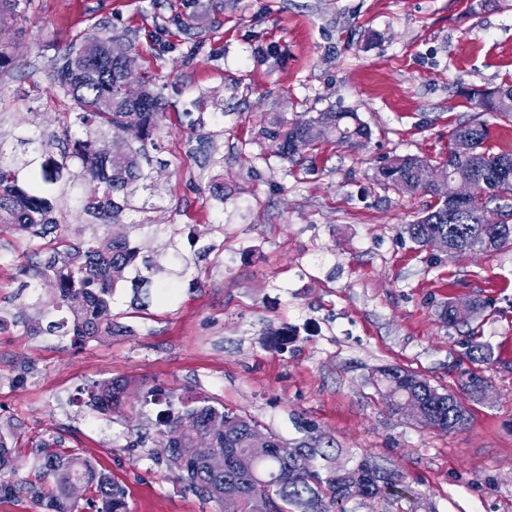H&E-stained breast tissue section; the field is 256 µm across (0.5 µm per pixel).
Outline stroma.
<instances>
[{
    "label": "stroma",
    "instance_id": "obj_1",
    "mask_svg": "<svg viewBox=\"0 0 512 512\" xmlns=\"http://www.w3.org/2000/svg\"><path fill=\"white\" fill-rule=\"evenodd\" d=\"M184 0H22L0 39V136L32 138L60 156L75 106L51 74L87 36L135 37L133 77L165 101L163 166L149 213L125 225L178 288L160 301L116 289L112 334L73 342L35 335L58 296L38 264L53 237L0 232V434L18 481H38L44 445L90 459L126 491L130 512H221L156 456V416L200 397L255 417L288 444L368 455L403 474L410 497L390 512H512V250L460 257L403 231L433 202L380 186L386 158L439 166L455 126L483 121L490 152L512 150V120L467 101L471 87L512 85V0H196V29L173 21ZM358 113L362 150L334 140L281 160L261 136L273 117ZM224 187L223 198L212 194ZM94 182L63 171L48 191L71 241ZM211 252L196 258V244ZM486 309L446 327L453 300ZM478 329L497 361L488 394L458 386L461 341ZM423 374L471 412L442 433L387 411L373 383L383 366ZM124 384L119 408L88 392Z\"/></svg>",
    "mask_w": 512,
    "mask_h": 512
}]
</instances>
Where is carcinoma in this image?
<instances>
[{"label": "carcinoma", "instance_id": "carcinoma-1", "mask_svg": "<svg viewBox=\"0 0 512 512\" xmlns=\"http://www.w3.org/2000/svg\"><path fill=\"white\" fill-rule=\"evenodd\" d=\"M134 38L125 33L108 38L87 37L72 46L54 64L52 79L74 102L76 121L84 127H107L126 142V149L115 154L107 144L91 136L75 137L71 150L64 153L58 167L68 161L79 165L78 176L96 182L101 193L84 200L81 211L93 224H121L126 211L145 209L144 195L156 189L153 156L158 148L156 131L162 116V98L153 84L145 79L136 85L124 80L131 60ZM470 102L485 112L503 118L512 116V86L495 90L473 88L465 93ZM268 140L278 144L280 158L290 161L295 156L292 143L301 140L311 145L334 137L354 148L370 139V128L352 112H319L308 119L287 122L279 117L261 130ZM466 135L472 153L458 158L448 153L444 161L450 179L470 180L476 193L472 201L460 204L445 202L438 192L419 183L420 168L426 161L415 156H395L379 169L377 181L383 187L401 193L422 191L436 198L435 204L404 226L408 237L420 246L436 238L448 241V256L457 257L472 250L499 251L512 249V222H499V211L512 201V152L493 154L486 150L488 128L482 122L453 129L450 137ZM32 139L15 137V144L5 150L0 140V228L15 232L46 236L58 230L56 206L45 195L43 183L50 180L46 168L32 172L25 182L19 173L30 168L26 146ZM109 248L100 241L83 240L57 250L45 263L58 290L54 302L62 316L46 326L37 325L36 333L71 336L76 342L101 339L112 333L108 320L112 295L118 283H148L158 269L153 258L131 246L128 236L114 233L108 238ZM136 275L128 278L129 270ZM446 324L455 327L469 322L467 313L453 302L442 312ZM465 356L474 363L489 364L494 359L493 347L471 331L461 341ZM376 386L388 410L412 423L441 432L465 429L469 411L456 396L433 385L423 375L398 366L377 370ZM460 388L473 398L487 386L486 378L476 371L460 375ZM123 388L114 382L94 386L88 391V404L107 413L120 404ZM218 419L225 428L215 435V447L232 450L234 460L224 474L215 475L202 464L193 465L186 479L205 499L224 507V512H246L247 498L256 492L267 494L273 501V512H349L347 504L357 501L369 512H388L386 505L407 496L411 490L402 474L387 470L366 456L351 467L336 465L337 457L326 448L288 445L262 460L248 453L249 433L260 427L251 416L206 400L182 411L168 410L157 420L160 426L159 447L173 449L174 456H187L197 433ZM20 461L6 440L0 436V497L24 494L39 512H78V502L66 497L64 477L76 478L94 492L87 500L93 512H127L125 490L111 476L90 460L77 455L48 449L40 458V469L48 486L14 480Z\"/></svg>", "mask_w": 512, "mask_h": 512}]
</instances>
